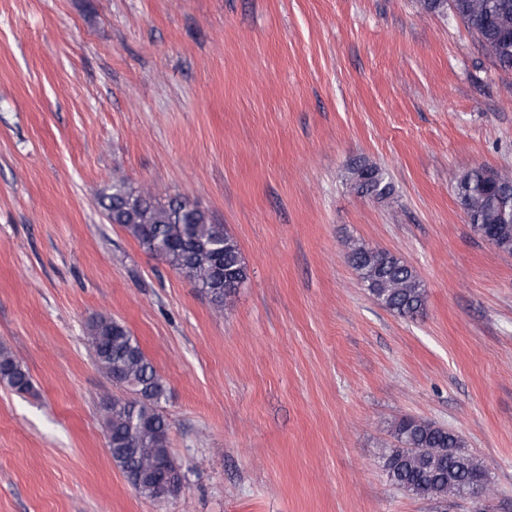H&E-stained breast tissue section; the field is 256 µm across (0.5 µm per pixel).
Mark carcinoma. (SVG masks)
I'll use <instances>...</instances> for the list:
<instances>
[{"label":"carcinoma","mask_w":512,"mask_h":512,"mask_svg":"<svg viewBox=\"0 0 512 512\" xmlns=\"http://www.w3.org/2000/svg\"><path fill=\"white\" fill-rule=\"evenodd\" d=\"M432 13L452 11L488 52L493 64L512 71V0H422ZM349 181L360 195L385 199L392 192L382 169L366 160L348 169ZM461 205L473 231L494 238L497 249L512 254V202L502 218L499 187L472 169L456 183ZM101 207L108 220L120 224L151 253L194 284L221 309L224 300L247 279V268L237 241L222 224L184 197L162 201L148 191H133L125 183L112 184L102 195ZM348 259L369 293L388 310L415 318L424 310V289L415 271L401 258L383 249L353 242ZM89 341L98 368L126 392L103 406L108 447L113 462L124 476L148 471L142 461L150 458L162 467L172 464L169 424L161 411L165 385L137 340L108 317L92 320ZM0 381L17 393L32 389L21 364L0 350ZM397 445L383 456L389 481L405 492L438 503L458 496L485 475L480 461L463 453L464 439L454 431L423 419L406 418L395 427ZM182 479L173 473L161 484L147 479L137 492L151 500L174 497Z\"/></svg>","instance_id":"carcinoma-1"}]
</instances>
